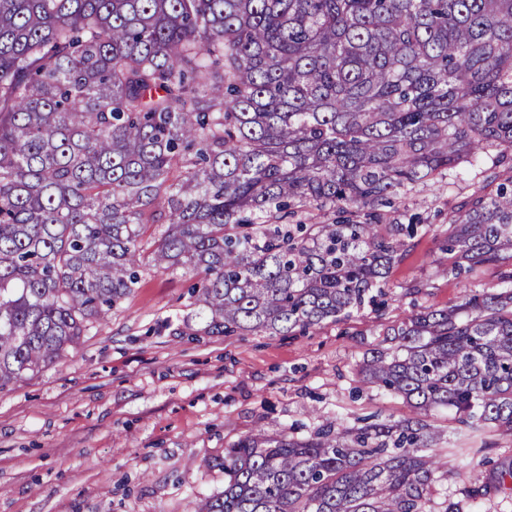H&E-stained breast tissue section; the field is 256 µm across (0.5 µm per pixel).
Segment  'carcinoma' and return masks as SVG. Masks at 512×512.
<instances>
[{"label": "carcinoma", "instance_id": "obj_1", "mask_svg": "<svg viewBox=\"0 0 512 512\" xmlns=\"http://www.w3.org/2000/svg\"><path fill=\"white\" fill-rule=\"evenodd\" d=\"M512 149V0H0V391L76 347L139 269H187L210 334L286 336L373 302L414 226L362 208ZM348 212L284 224L288 208ZM147 224L165 226L150 245ZM448 272L511 287L421 309L360 382L411 415L264 431L194 512H481L512 462V176L455 210ZM437 409L477 448L448 446Z\"/></svg>", "mask_w": 512, "mask_h": 512}]
</instances>
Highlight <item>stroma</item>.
I'll return each instance as SVG.
<instances>
[{"instance_id":"35a3bbf8","label":"stroma","mask_w":512,"mask_h":512,"mask_svg":"<svg viewBox=\"0 0 512 512\" xmlns=\"http://www.w3.org/2000/svg\"><path fill=\"white\" fill-rule=\"evenodd\" d=\"M510 174L506 162H464L376 206L379 223L416 225L412 249L377 306L304 334H208L193 273L147 271L77 347L0 393V512H192L224 488L204 460L257 429L302 436L341 415L408 416L402 400L362 388L359 362L412 312L501 288L498 266L451 277L437 261L457 205ZM420 278L430 286L413 292Z\"/></svg>"}]
</instances>
